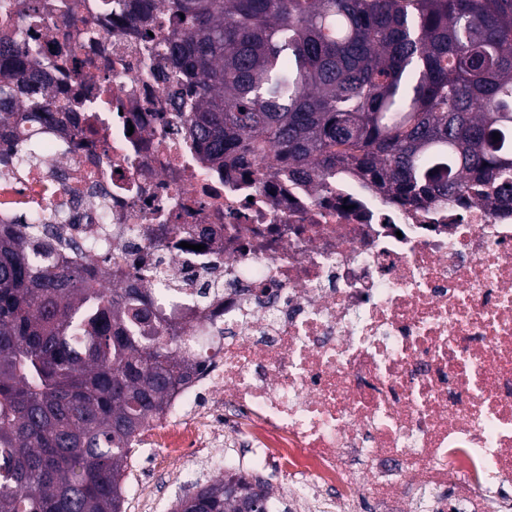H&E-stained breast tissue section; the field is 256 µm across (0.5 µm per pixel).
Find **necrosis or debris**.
Returning a JSON list of instances; mask_svg holds the SVG:
<instances>
[{
  "mask_svg": "<svg viewBox=\"0 0 512 512\" xmlns=\"http://www.w3.org/2000/svg\"><path fill=\"white\" fill-rule=\"evenodd\" d=\"M10 2L13 29H61L72 52L42 39L53 127L0 126L53 145L0 180V223L147 289L159 334L205 359L160 419L183 471L274 461L314 512H512V204L403 206L350 176L211 164L145 62L166 14L147 40L96 0Z\"/></svg>",
  "mask_w": 512,
  "mask_h": 512,
  "instance_id": "4bbe7bcc",
  "label": "necrosis or debris"
}]
</instances>
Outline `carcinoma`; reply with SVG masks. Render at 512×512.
Returning a JSON list of instances; mask_svg holds the SVG:
<instances>
[{
    "instance_id": "1",
    "label": "carcinoma",
    "mask_w": 512,
    "mask_h": 512,
    "mask_svg": "<svg viewBox=\"0 0 512 512\" xmlns=\"http://www.w3.org/2000/svg\"><path fill=\"white\" fill-rule=\"evenodd\" d=\"M165 46L171 93L214 162L268 153L293 174L342 168L402 204L512 197V0H151L129 3ZM38 43L0 17V122L49 126ZM499 140L493 139V133ZM42 159L41 144L0 147ZM147 296L102 287L39 228L0 229V512H123L133 448L204 367L145 336ZM218 477L173 512H267L264 486Z\"/></svg>"
}]
</instances>
